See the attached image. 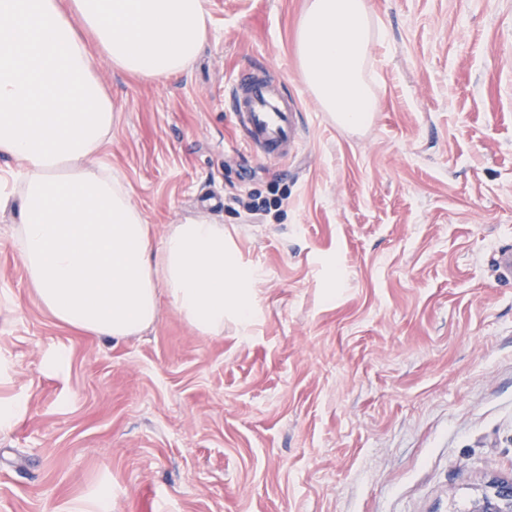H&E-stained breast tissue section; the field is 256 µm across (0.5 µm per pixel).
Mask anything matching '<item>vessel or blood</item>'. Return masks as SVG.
I'll return each instance as SVG.
<instances>
[{
    "label": "vessel or blood",
    "instance_id": "1",
    "mask_svg": "<svg viewBox=\"0 0 512 512\" xmlns=\"http://www.w3.org/2000/svg\"><path fill=\"white\" fill-rule=\"evenodd\" d=\"M230 99L237 141L277 160L295 153L301 141L298 106L281 96L264 73H238Z\"/></svg>",
    "mask_w": 512,
    "mask_h": 512
}]
</instances>
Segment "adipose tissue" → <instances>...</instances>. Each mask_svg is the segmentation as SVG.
Segmentation results:
<instances>
[{
    "label": "adipose tissue",
    "instance_id": "obj_1",
    "mask_svg": "<svg viewBox=\"0 0 512 512\" xmlns=\"http://www.w3.org/2000/svg\"><path fill=\"white\" fill-rule=\"evenodd\" d=\"M208 37L207 0H0V156L21 171L13 242L40 305L69 328L119 343L150 328L161 299L204 336L256 320L255 269L223 225L189 217L154 240L123 177L102 160L112 100L92 68L161 82ZM366 0H310L296 52L303 83L339 125L368 123Z\"/></svg>",
    "mask_w": 512,
    "mask_h": 512
}]
</instances>
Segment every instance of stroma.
<instances>
[{"instance_id": "35a3bbf8", "label": "stroma", "mask_w": 512, "mask_h": 512, "mask_svg": "<svg viewBox=\"0 0 512 512\" xmlns=\"http://www.w3.org/2000/svg\"><path fill=\"white\" fill-rule=\"evenodd\" d=\"M308 0H207L187 70L94 56L108 159L154 237L223 224L259 317L202 336L161 302L115 344L36 301L0 212V512L107 489L112 512H471L512 479V0H367L378 101L340 129L306 89ZM299 102L288 160L234 136V76Z\"/></svg>"}]
</instances>
